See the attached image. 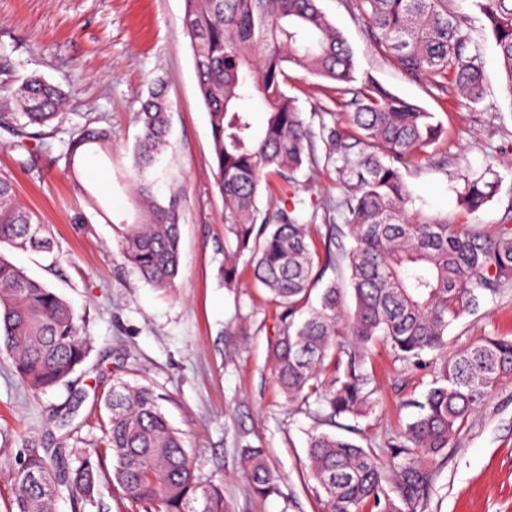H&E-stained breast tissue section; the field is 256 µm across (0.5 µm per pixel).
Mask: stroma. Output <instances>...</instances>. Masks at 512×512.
<instances>
[{
	"instance_id": "35a3bbf8",
	"label": "stroma",
	"mask_w": 512,
	"mask_h": 512,
	"mask_svg": "<svg viewBox=\"0 0 512 512\" xmlns=\"http://www.w3.org/2000/svg\"><path fill=\"white\" fill-rule=\"evenodd\" d=\"M319 6L352 47L358 70L434 113L444 128L438 143L401 169L414 210L494 231L512 214V99L489 30L478 23L471 33L484 74V96L471 104L453 86L434 88L380 55L345 0H320ZM184 16L185 0H0V113L17 111L16 90L35 73L59 84L68 100L66 118L38 130L36 171L22 168L25 151L0 134V174L13 179L18 200L53 239L48 255L10 247L0 255L66 299L92 346L69 386L41 395L21 387L9 354L0 350V512H7L11 467L25 449L83 448L100 439L107 418L101 400L119 378L162 395V408L183 434L202 479L223 487L230 512H326L302 466L313 422L293 410L274 378L279 308L254 285L248 260L238 264L236 287H225L220 276L224 200ZM157 80L171 103V172L185 189L181 267L167 289L141 280L119 246L120 225L133 214L136 116ZM288 92L312 127L324 124L355 137L346 97L328 81L303 77ZM88 121L111 128L112 149H89L68 168L64 143ZM329 151L327 142L317 141L315 162L304 163L291 184L273 176L260 191L264 213L278 200L297 197L299 219L318 244L323 225L343 221L330 207L343 190L325 161ZM488 170L499 177L494 197L478 212L463 213L457 188ZM485 336H512V289L456 323L448 346ZM371 368L378 406L365 418H341L340 425L350 439L377 449L414 416L409 402L421 399L430 375L424 368L394 367L380 344ZM74 396L83 402L69 434L59 428L56 412ZM242 433L266 451L278 493L262 498L249 490L237 448ZM429 467L434 488L427 512H512V385L495 392Z\"/></svg>"
}]
</instances>
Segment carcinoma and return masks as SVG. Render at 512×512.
I'll list each match as a JSON object with an SVG mask.
<instances>
[{
    "instance_id": "carcinoma-1",
    "label": "carcinoma",
    "mask_w": 512,
    "mask_h": 512,
    "mask_svg": "<svg viewBox=\"0 0 512 512\" xmlns=\"http://www.w3.org/2000/svg\"><path fill=\"white\" fill-rule=\"evenodd\" d=\"M451 0H348L376 50L407 75L437 83L451 79L472 104L483 96L480 56L471 51V23L490 29L512 97V0H473L478 16L450 9ZM199 90L207 108L216 184L224 198V223L234 245L224 247V285L237 283L238 261L249 254L254 281L280 308L273 344L276 382L296 410L314 422L304 469L328 512H423L433 472L422 461L454 445L473 414L503 385L512 384V338L487 336L448 349V328L479 311L512 286V225L493 234L470 224L419 219L410 213L411 192L399 165L426 152L442 136L435 115L402 99L372 76H356L354 53L325 16L319 0H185ZM316 76L351 95L346 106L358 132L353 143L322 127L315 133L288 95L291 74ZM246 95L267 108L264 128L238 108ZM20 116L0 113V130L26 151L21 165L37 170L29 149L30 126L62 118L65 92L37 75L19 88ZM141 134L132 152L136 219L125 225V262L154 288L172 287L181 264L180 224L184 189L158 195L170 129L163 83L148 90L139 112ZM339 154L342 224L325 225L318 255L309 225L296 207L279 203L260 217L258 197L271 174L291 183L316 139ZM105 128L86 123L70 133L64 154L74 163L89 146L105 148ZM497 182L469 177L457 190L459 205L476 212L495 195ZM351 238L340 252L336 242ZM0 245L48 252L51 237L17 204L11 179L0 176ZM348 271L331 281L319 307L302 315L324 272ZM0 338L15 376L39 394L68 383L88 358L90 344L70 304L45 283L0 255ZM382 343L392 359L416 366L433 355L430 387L413 402L416 417L379 454L354 441L320 432L344 416L358 418L376 406L367 365ZM149 385L117 379L108 409L103 451H83L75 467L61 466L63 449L27 451L13 470L9 512H54V496L68 492L75 506L94 501L103 460L125 499L146 512H229L223 489L205 483ZM240 458L253 494L276 492L277 476L264 449L240 439Z\"/></svg>"
}]
</instances>
